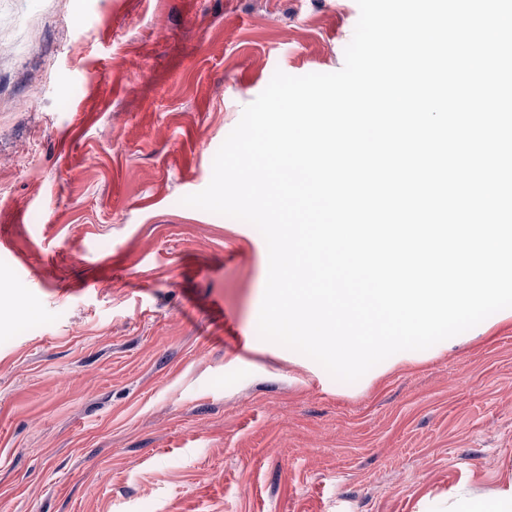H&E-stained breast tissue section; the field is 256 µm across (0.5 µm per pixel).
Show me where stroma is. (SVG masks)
I'll list each match as a JSON object with an SVG mask.
<instances>
[{"instance_id":"obj_1","label":"stroma","mask_w":512,"mask_h":512,"mask_svg":"<svg viewBox=\"0 0 512 512\" xmlns=\"http://www.w3.org/2000/svg\"><path fill=\"white\" fill-rule=\"evenodd\" d=\"M356 0H0V512H432L512 482V317L360 380L261 339L268 250L183 205ZM26 223H19V216Z\"/></svg>"}]
</instances>
